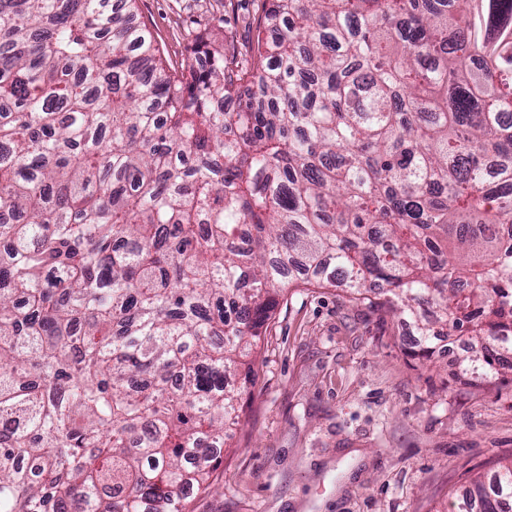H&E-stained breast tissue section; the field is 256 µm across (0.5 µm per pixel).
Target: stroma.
Returning a JSON list of instances; mask_svg holds the SVG:
<instances>
[{
    "label": "stroma",
    "instance_id": "obj_1",
    "mask_svg": "<svg viewBox=\"0 0 512 512\" xmlns=\"http://www.w3.org/2000/svg\"><path fill=\"white\" fill-rule=\"evenodd\" d=\"M137 22L180 66L193 32L254 37L263 0H137ZM405 321H381L334 289L282 297L241 399L216 489L193 512H464L473 479L512 462V384L452 380L419 358Z\"/></svg>",
    "mask_w": 512,
    "mask_h": 512
}]
</instances>
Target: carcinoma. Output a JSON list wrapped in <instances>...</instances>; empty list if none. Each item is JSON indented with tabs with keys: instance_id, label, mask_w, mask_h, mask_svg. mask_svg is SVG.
Returning a JSON list of instances; mask_svg holds the SVG:
<instances>
[{
	"instance_id": "1",
	"label": "carcinoma",
	"mask_w": 512,
	"mask_h": 512,
	"mask_svg": "<svg viewBox=\"0 0 512 512\" xmlns=\"http://www.w3.org/2000/svg\"><path fill=\"white\" fill-rule=\"evenodd\" d=\"M136 2L0 0V512H189L291 287L512 382V0H264L179 69Z\"/></svg>"
}]
</instances>
